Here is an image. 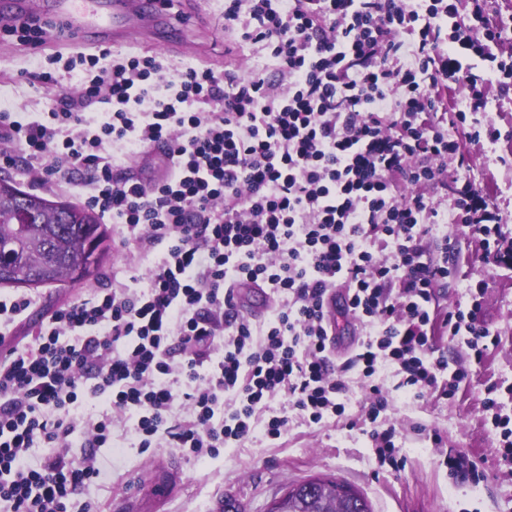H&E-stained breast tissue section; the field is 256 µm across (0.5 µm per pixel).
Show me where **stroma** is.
Listing matches in <instances>:
<instances>
[{"mask_svg": "<svg viewBox=\"0 0 512 512\" xmlns=\"http://www.w3.org/2000/svg\"><path fill=\"white\" fill-rule=\"evenodd\" d=\"M174 8L199 13L193 63L212 66L225 51L232 57L229 70L244 74L259 66L269 78L278 79L266 53L225 29L224 0H206L202 5L197 0H175ZM59 49L53 41L35 47L0 33V101L22 112L45 111L50 91L33 88L24 73L39 58ZM487 124L499 129L497 141L476 138L479 127ZM452 134L468 158L461 179L494 188L502 231L512 240V93L491 91L485 111L455 126ZM443 231L456 236L461 257L454 279L438 289V303L469 310L471 289L485 283L477 317L501 341L481 364L471 366L455 397L448 400L414 401L396 389L392 372L382 374L381 383L391 397L389 417L405 456L401 472L375 460L367 427L360 422L367 395L359 373L352 370L345 380L354 427L334 421L312 428L294 425L278 444H268L257 434L242 446L224 449L217 458L202 460L186 457L176 448L138 453L123 445L129 431L119 427L114 431L115 447L98 452L107 471L105 481L90 486L81 501L91 502L92 512H224L228 500L240 512H266L270 501L289 486L319 476L353 485L368 498L373 512H512V465L503 461L499 437L483 407L489 389L512 386V266L485 262L454 225L444 226ZM108 244L97 276L88 281L25 290L0 286V299L25 295L34 300L21 317L18 336L31 334L59 305L90 297L106 277L125 280L129 262L146 272L149 258L133 260L131 248L121 247L117 235H110ZM433 432L441 435V448L433 447L429 438ZM458 454L469 456L484 473V481L449 475L443 458Z\"/></svg>", "mask_w": 512, "mask_h": 512, "instance_id": "1", "label": "stroma"}]
</instances>
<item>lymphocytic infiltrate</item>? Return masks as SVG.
Masks as SVG:
<instances>
[{
    "instance_id": "obj_1",
    "label": "lymphocytic infiltrate",
    "mask_w": 512,
    "mask_h": 512,
    "mask_svg": "<svg viewBox=\"0 0 512 512\" xmlns=\"http://www.w3.org/2000/svg\"><path fill=\"white\" fill-rule=\"evenodd\" d=\"M457 3L224 0L225 28L274 60L276 81L107 48L27 72L56 94L37 118L0 106V162L24 154L38 187L82 173L83 203L151 264L60 305L27 340L13 330L31 298L0 301V512H79L119 421L139 452L202 459L258 431L275 441L294 422L345 419L352 369L369 384L377 463L403 469L375 376L391 366L415 399L447 400L467 369H449L441 341L463 337L478 363L499 343L477 319L480 302L436 304L457 264L440 225H461L483 258L503 260L490 191L448 183L449 164L467 160L445 99L466 88L477 110L490 86L512 91V23L488 0H470L466 17ZM462 50L490 78L462 64ZM76 70L78 90H62ZM152 147L167 160L163 180L121 175ZM242 281L276 295L267 321L239 312ZM340 285L364 328L341 364L325 316ZM40 448L53 456L37 458Z\"/></svg>"
}]
</instances>
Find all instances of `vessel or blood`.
<instances>
[{"label":"vessel or blood","mask_w":512,"mask_h":512,"mask_svg":"<svg viewBox=\"0 0 512 512\" xmlns=\"http://www.w3.org/2000/svg\"><path fill=\"white\" fill-rule=\"evenodd\" d=\"M49 17L75 37L91 32L98 44L112 46L139 43L173 26L162 0H55Z\"/></svg>","instance_id":"vessel-or-blood-1"}]
</instances>
